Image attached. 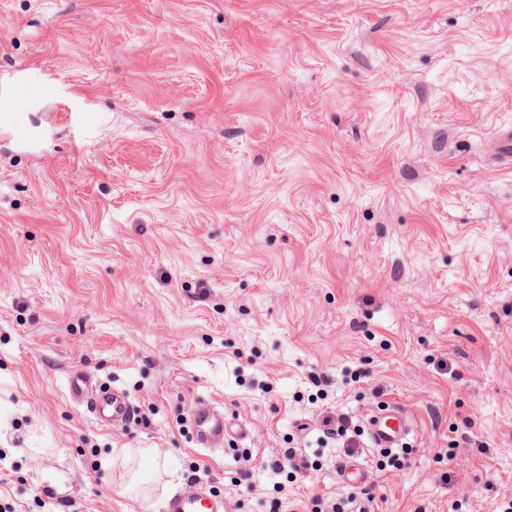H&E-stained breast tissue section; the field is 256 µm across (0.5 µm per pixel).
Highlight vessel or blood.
<instances>
[{
    "label": "vessel or blood",
    "instance_id": "1",
    "mask_svg": "<svg viewBox=\"0 0 512 512\" xmlns=\"http://www.w3.org/2000/svg\"><path fill=\"white\" fill-rule=\"evenodd\" d=\"M68 394L72 401L85 404L98 423L112 428L122 426L133 411L125 394L102 390L98 382L82 370L71 372ZM189 422L195 444L207 450L223 449L226 437L244 438L249 434L245 424L226 421L223 409L203 398L193 402ZM409 432V420L398 407L379 409L368 421L369 437L377 448L399 447ZM338 477L344 484L360 488L368 483L369 472L363 461L348 459L340 465ZM163 512H224V500L209 489L196 487L170 494Z\"/></svg>",
    "mask_w": 512,
    "mask_h": 512
}]
</instances>
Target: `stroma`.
<instances>
[{"label":"stroma","instance_id":"obj_1","mask_svg":"<svg viewBox=\"0 0 512 512\" xmlns=\"http://www.w3.org/2000/svg\"><path fill=\"white\" fill-rule=\"evenodd\" d=\"M11 73L1 508L307 512L346 489L326 419L386 404L411 453L359 452L374 512L512 501V0H0ZM199 396L250 436L196 450ZM67 389L72 401L85 404L95 420L106 426H122L133 412L132 403L125 394L102 390V386L85 371H72ZM163 512H224V498L204 487L169 494Z\"/></svg>","mask_w":512,"mask_h":512}]
</instances>
